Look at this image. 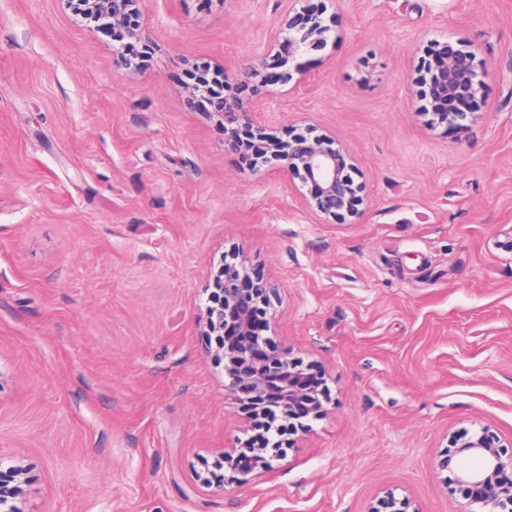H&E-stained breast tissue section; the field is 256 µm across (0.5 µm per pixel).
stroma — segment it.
<instances>
[{"mask_svg":"<svg viewBox=\"0 0 512 512\" xmlns=\"http://www.w3.org/2000/svg\"><path fill=\"white\" fill-rule=\"evenodd\" d=\"M328 0H141L132 71L70 0H0V460L21 512H455L445 433L512 442V0H341L326 45L228 92L331 131L366 212L327 224L224 148L191 89ZM475 45L478 122L430 129L412 65ZM275 279L267 335L331 391L273 472L202 485L244 412L204 334L221 261ZM366 512H420L408 495H397L394 490H386L369 504Z\"/></svg>","mask_w":512,"mask_h":512,"instance_id":"35a3bbf8","label":"stroma"}]
</instances>
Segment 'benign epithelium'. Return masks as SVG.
<instances>
[{
    "label": "benign epithelium",
    "instance_id": "benign-epithelium-1",
    "mask_svg": "<svg viewBox=\"0 0 512 512\" xmlns=\"http://www.w3.org/2000/svg\"><path fill=\"white\" fill-rule=\"evenodd\" d=\"M140 0H76L88 9L104 7L112 11L113 26L124 27L137 34ZM334 18L323 13H298L284 17L272 31L269 40L254 56L237 70L234 80L245 85L265 70L277 69L276 80L299 86L307 72L284 69L286 57H294L310 48L320 46L333 31ZM418 98L425 101L423 110L432 115L434 127L457 128L477 120L478 100L486 86L489 67L477 60L474 50L459 41L434 39L420 56L414 68ZM298 78H293V74ZM246 110L237 100L224 102V146L229 151L240 149L236 133L246 131L252 144V170L260 171L280 163L282 176L299 180L305 188L302 196L313 215L343 224L349 218L363 215L362 186L355 183L344 156L326 147L328 137L314 135L311 130L296 134L283 142L265 126L254 121V112ZM276 293L273 282L249 273L245 261L224 266V279L211 295L214 306L208 309L211 320L207 328L223 333L219 343L224 359V388L252 398L251 411L265 416L268 409L277 407L282 424L288 429L302 426V420L320 416L326 389L308 383L309 366L287 351L271 350L270 341L258 337L259 324L270 323L267 318L271 296ZM446 445L438 455V470L449 471L451 492L459 494L466 509L463 512H512V448L503 444L488 427L477 430L463 428L444 436ZM283 456L281 440L273 438L268 445L251 447L242 443L224 450L222 484L246 485L256 476L275 469L274 462ZM477 458V469L465 461ZM12 480L0 478V512H18L13 504L23 492L24 469L8 467ZM367 512H420L411 497L386 490L369 504Z\"/></svg>",
    "mask_w": 512,
    "mask_h": 512
}]
</instances>
